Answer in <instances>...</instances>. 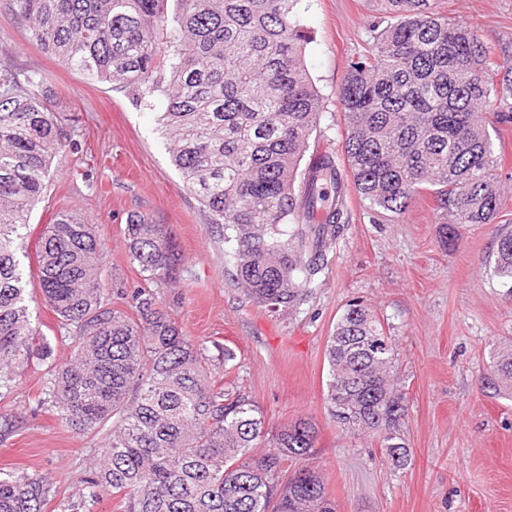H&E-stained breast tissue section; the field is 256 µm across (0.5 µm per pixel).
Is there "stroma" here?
Masks as SVG:
<instances>
[{"label":"stroma","mask_w":512,"mask_h":512,"mask_svg":"<svg viewBox=\"0 0 512 512\" xmlns=\"http://www.w3.org/2000/svg\"><path fill=\"white\" fill-rule=\"evenodd\" d=\"M452 19L472 23L498 61L512 62V0H436ZM379 0H302L309 32L305 64L321 97L306 160L318 150L342 156L344 121L338 89L349 62L365 52ZM43 74L53 111L75 130L77 148L57 153L46 188L29 212L31 238L53 216L76 210L106 246L104 281L141 283L129 258L131 214L165 225L182 255L175 280L159 294L193 342L218 343L235 358L232 375L260 406L269 428L305 418L317 452L309 465L324 481L336 512H512V391L487 382L493 356L512 347V293L493 274L500 234L512 231V127H490L504 208L498 224L452 226L431 193L416 196L389 221L356 190L347 192L348 222L326 249L328 266L307 298L283 315L254 304L224 264V242L171 163L155 110L111 83L92 80L44 54L0 0V62ZM34 325L58 341L54 313L42 300L36 267H25ZM358 300L384 324L407 394L401 435L409 451L396 467L381 440L341 429L325 405L327 340L348 302ZM44 368L31 362L0 415L19 413L20 428L0 441V472L23 471L50 484L45 512H120L112 495L91 510L79 505L101 437L61 424L34 398Z\"/></svg>","instance_id":"obj_1"}]
</instances>
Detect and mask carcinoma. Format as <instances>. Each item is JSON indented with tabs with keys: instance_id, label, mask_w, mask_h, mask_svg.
<instances>
[{
	"instance_id": "carcinoma-1",
	"label": "carcinoma",
	"mask_w": 512,
	"mask_h": 512,
	"mask_svg": "<svg viewBox=\"0 0 512 512\" xmlns=\"http://www.w3.org/2000/svg\"><path fill=\"white\" fill-rule=\"evenodd\" d=\"M6 2L43 52L161 106L172 164L253 302L275 314L305 300L344 208L325 206L327 186L340 189L332 157L300 171L321 112L303 60L300 0H175L172 14L169 0ZM381 8L369 49L339 89L356 191L380 214L398 216L428 191L451 223H492L502 201L485 114L512 125V65L496 64L469 24L431 0H381ZM49 97L42 74L0 63V399L24 366L53 354L33 326L22 269L30 207L52 156L72 146ZM125 238L144 285L116 295L133 316L112 305L104 243L82 216L58 214L36 249L43 298L71 348L67 362L50 365L37 405L80 433L106 431L83 504L110 494L121 512H335L319 474L302 464L316 452L314 425L269 430L260 407L226 380L232 352L191 343L164 309L156 288L180 270L165 225L132 214ZM493 273L512 292V233L498 239ZM326 358L330 418L378 435L404 465L397 427L407 406L381 322L348 304ZM488 383L512 387L511 349L498 352ZM21 423L1 415L0 440ZM263 442L268 450L252 454ZM49 493L43 477L0 472V512H45Z\"/></svg>"
}]
</instances>
